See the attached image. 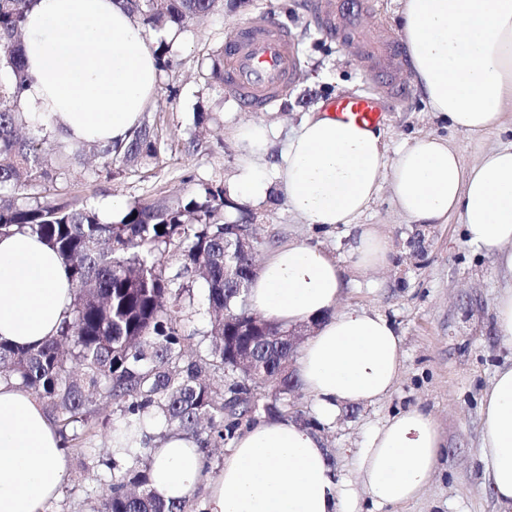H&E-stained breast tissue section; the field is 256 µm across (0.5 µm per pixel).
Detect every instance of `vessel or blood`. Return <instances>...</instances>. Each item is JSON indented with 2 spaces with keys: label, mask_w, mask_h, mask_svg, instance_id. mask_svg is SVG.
I'll return each mask as SVG.
<instances>
[{
  "label": "vessel or blood",
  "mask_w": 512,
  "mask_h": 512,
  "mask_svg": "<svg viewBox=\"0 0 512 512\" xmlns=\"http://www.w3.org/2000/svg\"><path fill=\"white\" fill-rule=\"evenodd\" d=\"M312 15L341 47L381 79L377 90L333 99L330 106L340 122L373 128L384 114L382 98L406 99L409 72L398 45L384 33L359 36L369 11L368 0H310ZM224 83L243 104L261 107L279 98L301 77L298 40L282 22L264 18L243 26L225 43Z\"/></svg>",
  "instance_id": "1"
}]
</instances>
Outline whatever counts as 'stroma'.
Listing matches in <instances>:
<instances>
[{"label":"stroma","instance_id":"1","mask_svg":"<svg viewBox=\"0 0 512 512\" xmlns=\"http://www.w3.org/2000/svg\"><path fill=\"white\" fill-rule=\"evenodd\" d=\"M308 0H221L218 8L186 23L171 40L172 66L160 72L147 112V123L164 143L159 161L129 167L121 162L82 157L61 179L68 197L93 207L118 196L126 203L175 199L189 195L198 184L217 182L232 190L244 155L237 137L241 126H270L262 162L269 179H276L275 162L286 140L308 114L325 110L338 96L377 86V79L341 50L311 19ZM276 11L299 40L302 77L276 102L260 110L244 107L228 91L202 75L210 57L251 19ZM211 116L203 127L194 114ZM381 128L387 158L412 137L433 134L458 147L472 160L500 143L512 140V103L505 108L503 128L480 137L449 129L429 112L418 91L386 112ZM199 139V151L189 152V138ZM262 245L256 261L288 244H311L336 259L347 283L342 305L384 314L401 338L402 375L392 392L365 406H350L336 422L319 433L337 474L353 475L355 457L367 428L391 414L418 405L435 418L445 441L439 467L420 497L389 512H498L484 486L475 449L480 434V401L496 370L512 364V350L503 347L495 327L496 297L507 279L493 260L470 247L458 217L447 223L421 226L405 217L389 191L361 216L386 236L392 250L388 268L357 274L349 247L353 226L331 232L314 231L293 214L279 188L252 207ZM91 452H69V466L47 512H90V502L104 495L108 482L103 464L111 456L109 437L127 422L119 406L101 404L96 412Z\"/></svg>","mask_w":512,"mask_h":512}]
</instances>
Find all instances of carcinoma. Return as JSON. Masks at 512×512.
Wrapping results in <instances>:
<instances>
[{
    "mask_svg": "<svg viewBox=\"0 0 512 512\" xmlns=\"http://www.w3.org/2000/svg\"><path fill=\"white\" fill-rule=\"evenodd\" d=\"M145 29L185 27L209 14L220 0H118ZM33 0H0V235L28 231L62 258L73 288L70 311L58 334L28 349L0 344V379L13 381L38 398L52 418L65 450L80 448L91 430L95 406L109 399L141 422L158 417L162 427L199 437L206 422L208 444L225 443L239 427L256 421L255 388L275 384L288 393V340L269 336L273 325L255 318L246 296L224 302V284L235 275L245 285L252 256L224 261V237L236 220L256 214L229 198L224 186L206 183L174 201L136 202L117 222L70 199L40 197L31 190L57 181L69 161L86 147L109 160L141 165L159 159L163 143L139 126L125 145L49 140L32 123L22 97L32 80L22 53L24 28ZM163 231H157V227ZM174 251L179 270L169 275L161 262ZM200 277L207 291L205 352L186 347L182 331L192 299L181 283ZM253 354L255 368L243 370L228 345ZM222 370L233 379L220 392L210 383ZM110 493L93 512H184L186 501H161L150 487L149 465L117 469L105 462Z\"/></svg>",
    "mask_w": 512,
    "mask_h": 512,
    "instance_id": "carcinoma-1",
    "label": "carcinoma"
}]
</instances>
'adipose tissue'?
Returning <instances> with one entry per match:
<instances>
[{
	"mask_svg": "<svg viewBox=\"0 0 512 512\" xmlns=\"http://www.w3.org/2000/svg\"><path fill=\"white\" fill-rule=\"evenodd\" d=\"M401 31L431 112L469 135L501 127L512 102V0H403ZM24 45L34 80L22 103L32 119L69 142L132 137L159 70L144 28L117 0H34ZM279 177L289 208L313 229L359 224L386 187L414 223L459 216L466 240L512 276V141L467 164L447 140L421 135L390 160L379 129L315 112L289 139ZM359 226L350 247L354 269L388 266L386 237ZM344 288L336 259L316 245L279 249L249 286L250 303L265 319L317 323L297 373L324 425L344 406L386 396L403 370L392 322L365 309L338 311ZM71 301L64 263L49 245L28 232L0 237V342L43 344L56 336ZM442 448L430 413L401 410L367 432L354 477L341 479L317 431L289 417L264 418L235 439L207 512H383L420 495ZM476 456L499 512H512V366L498 369L484 392ZM67 466L43 404L0 380V512H42ZM202 478L196 439L172 434L153 448L151 489L160 499H186Z\"/></svg>",
	"mask_w": 512,
	"mask_h": 512,
	"instance_id": "1",
	"label": "adipose tissue"
}]
</instances>
